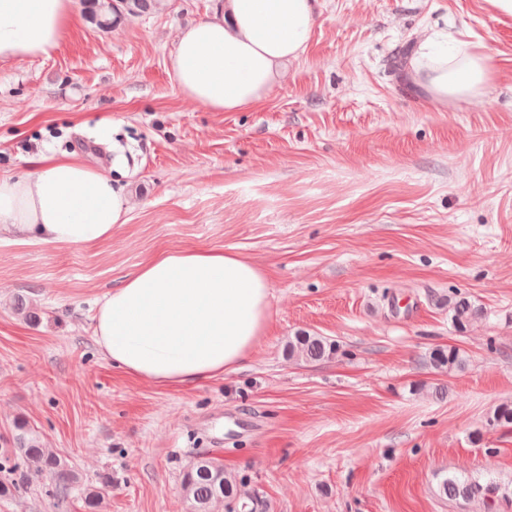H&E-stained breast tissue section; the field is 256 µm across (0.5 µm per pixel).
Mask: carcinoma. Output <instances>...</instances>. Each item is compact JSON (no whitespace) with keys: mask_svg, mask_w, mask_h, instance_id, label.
<instances>
[{"mask_svg":"<svg viewBox=\"0 0 512 512\" xmlns=\"http://www.w3.org/2000/svg\"><path fill=\"white\" fill-rule=\"evenodd\" d=\"M89 19L100 28H108L114 22L115 7L112 0H87ZM128 13H161L168 0H123ZM481 309L466 298H460L452 306V323L458 330L466 328ZM288 356L306 361H321L333 357L337 344L324 336L300 332L288 339ZM435 367L451 372L464 366L459 350L450 346L435 350L431 354ZM489 422L493 426H512V401H504L492 411ZM27 468L28 479L49 478L53 481L54 496L68 497L71 489L80 481L79 474L59 456L44 448L40 437L32 431L26 421L14 424L9 447L0 450V470ZM182 487L186 501V512H211V505L218 501L237 502L236 480L224 472V465L214 458L200 456L183 474ZM444 496L452 501L468 502L475 498L491 500L496 484L481 482L471 474L450 475L441 484Z\"/></svg>","mask_w":512,"mask_h":512,"instance_id":"1","label":"carcinoma"}]
</instances>
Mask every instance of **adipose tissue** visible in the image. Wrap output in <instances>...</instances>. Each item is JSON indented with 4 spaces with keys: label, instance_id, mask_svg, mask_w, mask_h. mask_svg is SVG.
<instances>
[{
    "label": "adipose tissue",
    "instance_id": "1",
    "mask_svg": "<svg viewBox=\"0 0 512 512\" xmlns=\"http://www.w3.org/2000/svg\"><path fill=\"white\" fill-rule=\"evenodd\" d=\"M77 13L76 0H0V60L46 55ZM316 0H224L216 15L179 35L170 58L183 97L214 112L261 104L306 51ZM410 71L439 102L483 95L486 53L422 34ZM132 201L120 179L69 155L41 157L27 174L0 176V233L59 247L111 238ZM264 270L221 250L163 251L118 288L94 316V336L112 366L159 385L185 386L234 371L270 318Z\"/></svg>",
    "mask_w": 512,
    "mask_h": 512
}]
</instances>
